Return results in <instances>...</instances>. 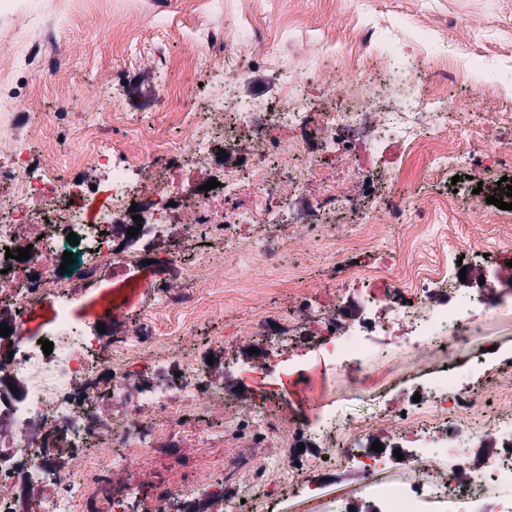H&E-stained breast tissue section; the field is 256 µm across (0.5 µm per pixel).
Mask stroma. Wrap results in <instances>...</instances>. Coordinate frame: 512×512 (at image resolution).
Here are the masks:
<instances>
[{
  "label": "stroma",
  "instance_id": "obj_1",
  "mask_svg": "<svg viewBox=\"0 0 512 512\" xmlns=\"http://www.w3.org/2000/svg\"><path fill=\"white\" fill-rule=\"evenodd\" d=\"M158 9L126 6L122 14L83 13L57 19L58 34L64 48L73 54L68 82L75 95L62 101L54 83H47L39 94L28 92L26 72H17L12 84L0 88V113L11 111L14 102L24 101L35 121H43L56 112H66L71 122H79L87 113L104 108L112 111L130 104L135 108L133 121L145 133L182 141L189 131L159 123L157 113L172 111L177 101H192L200 85L208 83L205 72L176 71L170 76L180 89L179 100L158 96L141 98L142 90L155 85L157 58L128 45L116 44L113 29L137 38L142 34L167 29L172 20L182 22L183 38L170 39L166 50L180 56L194 50L190 32L196 17L189 0H157ZM251 7L269 26L275 27L285 48L284 64L320 71L317 41L325 27H332L337 48H344L358 30L373 28L375 39L365 62L376 69L391 70L393 84L412 87L425 79L424 63L445 58L448 71L446 93L459 105L479 98L480 110L488 116L512 113V0H288V9L299 15V25L280 29L277 0H251ZM43 0H0V28L13 32L12 39L0 41V59L22 58L29 39L39 28ZM227 41L246 44L254 69L246 86L247 93L266 96L273 92L277 69L257 65L263 46L250 31L239 29L232 19L224 21ZM480 171L460 179L456 186L471 188L481 180ZM450 182L434 181L409 173L390 183L389 191L419 200L431 214L425 225L417 253L422 261L435 258L443 248L466 250L473 260H483L486 246L496 243L498 225L480 219V201L474 196L456 200L446 214L434 207ZM148 270L105 273L97 288L84 292L73 304L75 322L84 323L108 305L136 311L147 299L144 287ZM438 358L419 355L411 359L386 355L384 364L373 365L366 381L369 395L393 403L399 392L424 374L437 370ZM273 448H250L243 440L232 438L215 448H200L185 443L180 448H161L138 463L142 483L161 486L165 479L193 480L209 472L216 461H224L225 476H232V464L239 456L255 460L276 456Z\"/></svg>",
  "mask_w": 512,
  "mask_h": 512
}]
</instances>
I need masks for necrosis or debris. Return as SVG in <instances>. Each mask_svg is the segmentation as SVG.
<instances>
[{
  "mask_svg": "<svg viewBox=\"0 0 512 512\" xmlns=\"http://www.w3.org/2000/svg\"><path fill=\"white\" fill-rule=\"evenodd\" d=\"M208 17L193 34L198 49L161 56L157 88L174 95L166 71H233L236 83L213 82L200 103L169 113L172 126L191 130L185 143L143 136L127 112H92L79 129L80 144H63L66 115L34 125L28 113L0 121V512H126L130 495L149 497L152 512H194L220 502L225 512H295L297 506L333 500L336 512H481L495 487L512 485V392L508 406L484 413L489 385L450 381L460 351L471 349L467 372L493 370L485 323L501 310L512 271L498 257L512 246V210L485 207L486 221L503 236L488 250L490 265L460 269V251L413 266L411 236L419 210L411 199L384 191L398 178L380 146H401V162L421 160L425 176L448 168L482 167L485 191L496 194V175L512 169V151L449 154L445 69L430 66L420 86L391 95L385 76L358 65L348 84L285 69L277 99L242 94L249 73L242 49L225 41L217 19L220 0H201ZM63 0H48L46 17L25 54L30 88L69 64L57 33ZM327 102L317 111L318 102ZM377 150L375 173L354 174L356 192L370 205L357 215V237L341 236L332 212L347 206L332 179L350 164V137ZM66 163H59L58 153ZM216 181L207 189L208 181ZM293 189L281 197L278 186ZM198 228L209 248L185 259L173 222ZM137 235H128L134 222ZM390 232L387 262L349 263L355 248L374 247ZM76 234L78 275L61 273L68 234ZM319 245L331 271L323 290L335 302H316L305 288V270H287L289 247ZM166 252L151 264L149 298L141 321L116 329L126 311L103 309L75 325L71 305L81 288L103 272L141 268L149 244ZM29 247L28 259L6 249ZM253 257L242 273L236 258ZM247 277L227 336L247 350L246 363L228 377L207 374L208 349L191 337L224 310L215 273ZM266 298L254 311L258 298ZM54 300L53 326L44 339L29 335V319ZM53 344L44 354L42 340ZM441 358L435 374L404 389L395 407L373 401L365 417L343 415L327 396L317 368L344 372L357 391L356 372L384 348ZM254 448H277L266 464L236 462L240 476L227 482L223 468L207 478L149 493L132 463L160 448L191 441L223 444L227 436ZM380 442L381 451L371 448ZM413 454L410 478L392 468L396 453ZM342 468L364 485L339 493L327 476ZM56 471L53 489L40 491L45 472ZM283 494L265 489L272 476Z\"/></svg>",
  "mask_w": 512,
  "mask_h": 512,
  "instance_id": "obj_1",
  "label": "necrosis or debris"
}]
</instances>
